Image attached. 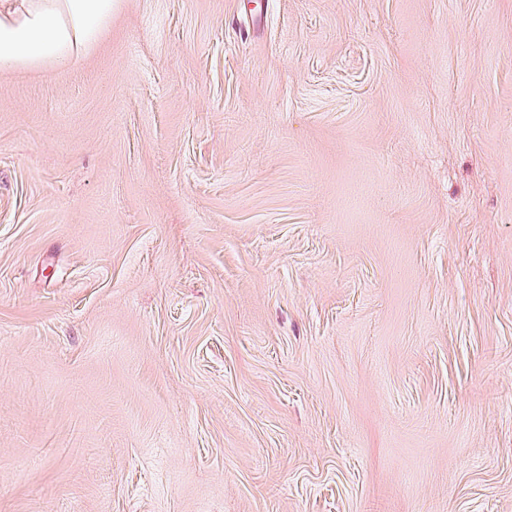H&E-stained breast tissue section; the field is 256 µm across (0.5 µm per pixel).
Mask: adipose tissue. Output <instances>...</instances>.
<instances>
[{
  "mask_svg": "<svg viewBox=\"0 0 512 512\" xmlns=\"http://www.w3.org/2000/svg\"><path fill=\"white\" fill-rule=\"evenodd\" d=\"M113 0H0V69L64 64L90 49Z\"/></svg>",
  "mask_w": 512,
  "mask_h": 512,
  "instance_id": "ef3b65f1",
  "label": "adipose tissue"
}]
</instances>
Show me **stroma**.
Masks as SVG:
<instances>
[{"label":"stroma","instance_id":"1","mask_svg":"<svg viewBox=\"0 0 512 512\" xmlns=\"http://www.w3.org/2000/svg\"><path fill=\"white\" fill-rule=\"evenodd\" d=\"M0 512H512V0L0 70Z\"/></svg>","mask_w":512,"mask_h":512}]
</instances>
